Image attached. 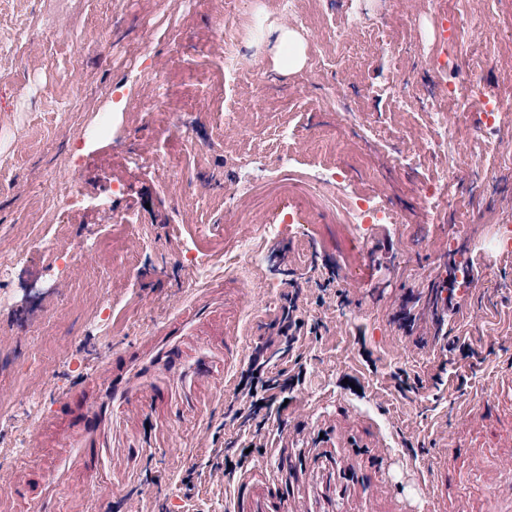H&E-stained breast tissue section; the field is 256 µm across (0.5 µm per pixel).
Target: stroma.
<instances>
[{
	"label": "stroma",
	"mask_w": 512,
	"mask_h": 512,
	"mask_svg": "<svg viewBox=\"0 0 512 512\" xmlns=\"http://www.w3.org/2000/svg\"><path fill=\"white\" fill-rule=\"evenodd\" d=\"M236 3L264 26L242 28V70L228 86L210 0H0V255L17 258L0 277V512H29L8 495L19 482L31 498L52 486L51 512H228L231 485L207 461L224 445L216 431L234 388L160 371L136 404L104 401L103 483L79 463L55 483L56 435L36 432L114 350L162 332L190 300L210 317L184 338L185 358L205 338L220 347L233 318L247 354L300 282V307L320 330L297 344L299 365L274 364L304 375L279 416L293 457L323 491L330 471L310 445L345 446L374 468L386 450L385 512L428 507L465 401L512 366V264L494 231L512 226V168L492 166L512 151V0H471L477 35L460 48L441 38L459 0ZM277 25L302 41L295 72L274 70ZM443 53L453 68L439 65ZM453 83L449 124L435 125L423 104ZM489 100L501 120L483 130ZM228 101L224 124L216 115ZM138 149L161 165L140 163ZM441 175L447 198L425 199ZM50 179L78 182L77 200L58 204ZM360 191L396 222L338 221L337 199ZM122 213L136 224L110 229ZM277 223L280 236L264 238L262 225ZM60 231L68 264L51 260ZM245 237L262 241L261 261L203 281L180 261L235 254ZM456 255L478 269L447 316L449 336L474 350L467 358L433 339L431 285ZM329 266L336 290L324 294ZM405 301L409 334L393 319ZM400 369L423 388L398 391ZM157 388L171 402L155 401Z\"/></svg>",
	"instance_id": "35a3bbf8"
}]
</instances>
